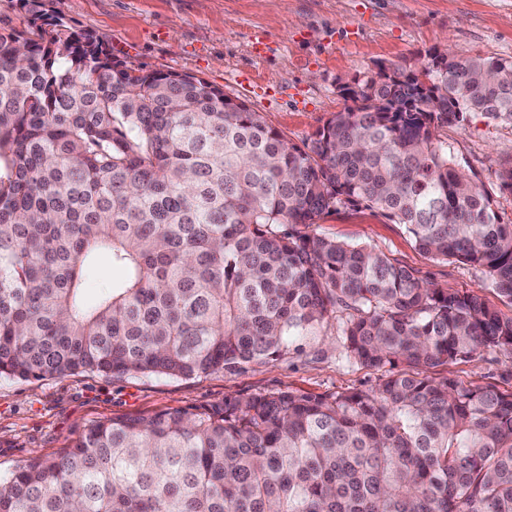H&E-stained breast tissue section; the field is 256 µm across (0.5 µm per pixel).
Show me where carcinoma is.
<instances>
[{
  "mask_svg": "<svg viewBox=\"0 0 512 512\" xmlns=\"http://www.w3.org/2000/svg\"><path fill=\"white\" fill-rule=\"evenodd\" d=\"M19 3L29 30L0 28V379H191L336 313L346 355L386 375L100 421L0 479V512H512V390L436 372L511 354L512 315L314 231L378 210L512 303V222L440 135L512 117V58L375 73L302 149L221 88L112 57L51 0Z\"/></svg>",
  "mask_w": 512,
  "mask_h": 512,
  "instance_id": "cac0c4a2",
  "label": "carcinoma"
}]
</instances>
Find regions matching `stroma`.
<instances>
[{
	"mask_svg": "<svg viewBox=\"0 0 512 512\" xmlns=\"http://www.w3.org/2000/svg\"><path fill=\"white\" fill-rule=\"evenodd\" d=\"M52 6L74 29L95 33L112 57L135 68L192 74L244 101L300 147L344 107L342 86L366 78L377 64L417 67L427 50L443 44L461 58L512 56V0H53ZM440 133L460 168L512 220V195L500 192L497 180L501 163L512 159V118L476 112ZM318 231L382 250L436 287L470 290L512 311L481 267L424 255L404 225L380 211H333ZM341 330L333 314L276 359L191 379L95 373L2 378L0 477L29 457L62 454L84 429L112 417L219 403L241 392L374 387L379 372L346 357ZM449 371L467 385L512 388V354L505 352L483 351Z\"/></svg>",
	"mask_w": 512,
	"mask_h": 512,
	"instance_id": "obj_1",
	"label": "stroma"
}]
</instances>
